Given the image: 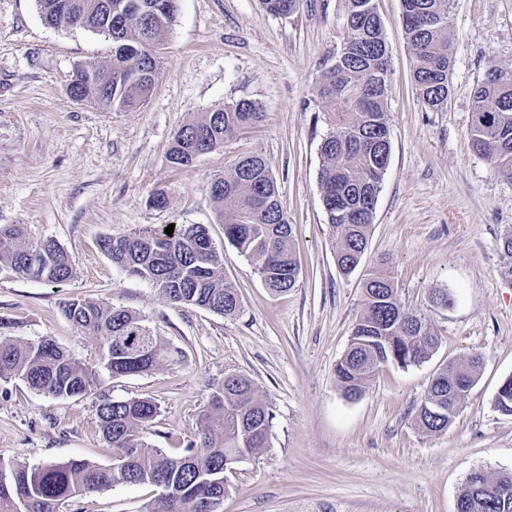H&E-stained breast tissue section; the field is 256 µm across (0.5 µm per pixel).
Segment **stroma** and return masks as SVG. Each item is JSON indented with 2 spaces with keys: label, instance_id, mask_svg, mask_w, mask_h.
I'll use <instances>...</instances> for the list:
<instances>
[{
  "label": "stroma",
  "instance_id": "35a3bbf8",
  "mask_svg": "<svg viewBox=\"0 0 512 512\" xmlns=\"http://www.w3.org/2000/svg\"><path fill=\"white\" fill-rule=\"evenodd\" d=\"M389 51L391 154L362 268L342 274L318 171L326 131L312 89L343 42L345 0H301L288 16L260 0H180L162 38V77L147 103L104 112L67 90L79 65H104L111 45L52 27L35 0H0V225L22 224L72 257L74 275L51 284L0 270L4 335L53 338L87 364L97 345L62 313L72 298L136 313L173 361L106 381L111 398H147L160 414L149 441L178 455L225 375L250 378L273 415L269 444L226 472L221 512H455L468 474L512 472V416L495 406L512 377V282L500 248L512 233V180L468 146L473 92L488 61L512 69V0H451L450 93L425 110L412 78L400 0H375ZM246 97L266 117L188 169L166 160L180 126ZM259 155L292 224L299 274L269 291L255 259L224 238L208 184ZM165 193L164 207L150 206ZM161 224L204 225L240 299L224 317L165 301L129 276L101 239ZM390 263L398 299L425 317L436 350L408 367L384 366L363 395L346 398L335 367L362 311L364 266ZM450 303L434 306L433 292ZM480 354L466 402L448 430L428 433L416 409L434 374ZM0 459L30 467L71 459L113 461L91 399H51L22 380H0ZM159 494L116 484L66 502L62 512H143Z\"/></svg>",
  "mask_w": 512,
  "mask_h": 512
}]
</instances>
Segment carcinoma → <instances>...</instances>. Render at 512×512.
Listing matches in <instances>:
<instances>
[{
	"mask_svg": "<svg viewBox=\"0 0 512 512\" xmlns=\"http://www.w3.org/2000/svg\"><path fill=\"white\" fill-rule=\"evenodd\" d=\"M36 0L44 20L61 29H82L112 43V60L80 65L68 88L76 99L104 111H130L147 100L161 74V53L153 52L171 29L179 0ZM266 12L286 16L299 0H262ZM402 25L413 54V82L422 105L439 111L448 101L451 52L449 0H401ZM388 47L372 0H348L347 31L335 60L320 76L315 96L323 104L327 133L320 143L319 184L327 222L336 240V264L348 275L365 254L378 196L391 153L387 112ZM470 149L512 178V70L489 61L474 95ZM263 106L240 98L175 134L168 161L189 167L200 155L218 150L243 129L263 121ZM209 200L224 237L260 262L266 288L284 293L298 276L293 225L279 201L277 183L266 160L241 159L215 175ZM101 249L129 275L152 282L166 301L233 316L238 294L224 281L223 264L207 230L177 224L108 235ZM61 283L73 276L68 252L52 239L28 240L22 224L0 225V270ZM364 307L348 350L336 364V381L349 398L362 395L387 364L415 365L437 348L439 338L425 318L406 311L394 281L378 264L363 279ZM65 317L97 341L98 363L89 366L55 340L20 344L0 336V379L19 378L53 399L94 397L100 430L112 452L123 457L117 471L86 459L27 467L0 461V512H59L62 503L115 484L174 483L177 496L158 497L144 512H217L224 500V460L247 457L267 447L272 415L250 379L232 374L210 396L194 438L179 456L147 442L158 408L149 399L114 400L102 390L105 378L149 372L173 352L134 313L109 303L70 300ZM473 354L451 363L432 378L415 415L425 432H441L456 416L455 400L468 394L480 366ZM495 405L512 415V377L498 389ZM512 492V474L496 478L471 473L458 500L463 512H512L507 499L487 495L483 486Z\"/></svg>",
	"mask_w": 512,
	"mask_h": 512,
	"instance_id": "1",
	"label": "carcinoma"
}]
</instances>
